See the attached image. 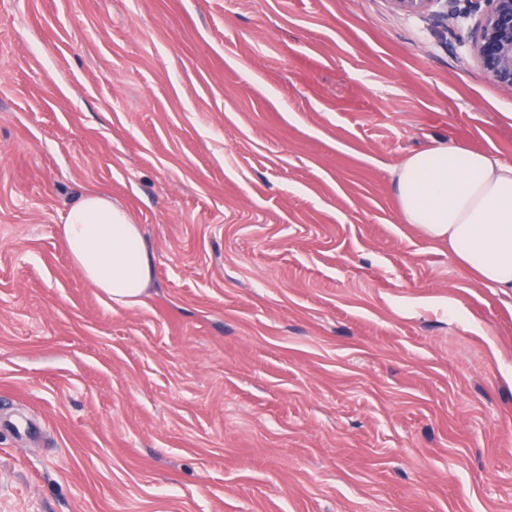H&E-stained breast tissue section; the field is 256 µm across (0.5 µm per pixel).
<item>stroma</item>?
Listing matches in <instances>:
<instances>
[{
    "mask_svg": "<svg viewBox=\"0 0 512 512\" xmlns=\"http://www.w3.org/2000/svg\"><path fill=\"white\" fill-rule=\"evenodd\" d=\"M390 0H0V512H512V297L391 171L512 93ZM154 256L105 301L58 227ZM60 225L74 265L109 303L134 307L144 302L153 254L126 211L101 193L82 196Z\"/></svg>",
    "mask_w": 512,
    "mask_h": 512,
    "instance_id": "1",
    "label": "stroma"
}]
</instances>
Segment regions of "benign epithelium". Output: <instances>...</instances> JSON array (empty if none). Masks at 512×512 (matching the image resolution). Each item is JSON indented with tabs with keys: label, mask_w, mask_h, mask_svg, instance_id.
I'll use <instances>...</instances> for the list:
<instances>
[{
	"label": "benign epithelium",
	"mask_w": 512,
	"mask_h": 512,
	"mask_svg": "<svg viewBox=\"0 0 512 512\" xmlns=\"http://www.w3.org/2000/svg\"><path fill=\"white\" fill-rule=\"evenodd\" d=\"M399 11L422 16L437 25L448 21V12H437L439 3L453 5L462 17H474L470 49L486 76L512 92V0H390Z\"/></svg>",
	"instance_id": "benign-epithelium-1"
}]
</instances>
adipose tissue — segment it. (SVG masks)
<instances>
[{"label": "adipose tissue", "instance_id": "ef3b65f1", "mask_svg": "<svg viewBox=\"0 0 512 512\" xmlns=\"http://www.w3.org/2000/svg\"><path fill=\"white\" fill-rule=\"evenodd\" d=\"M404 223L480 282L512 296V163L451 141L415 152L393 171ZM74 265L107 302L144 301L153 254L126 211L101 193L82 196L60 226Z\"/></svg>", "mask_w": 512, "mask_h": 512}]
</instances>
